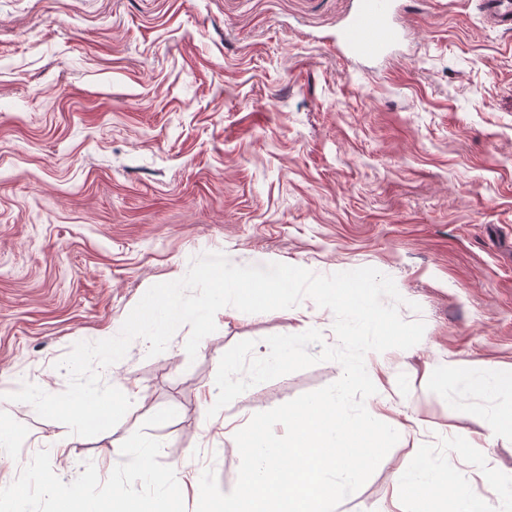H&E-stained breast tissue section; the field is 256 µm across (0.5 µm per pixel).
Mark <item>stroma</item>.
<instances>
[{
	"mask_svg": "<svg viewBox=\"0 0 512 512\" xmlns=\"http://www.w3.org/2000/svg\"><path fill=\"white\" fill-rule=\"evenodd\" d=\"M348 0H0V390L13 366L51 394L79 341L116 336L154 284L192 259L255 256L317 275L373 267L422 320L367 398L416 416L409 440L337 512L394 493L416 454L476 434L483 396L448 397L446 361L512 373V32L475 0H401L406 38L381 69L347 64L329 38ZM215 315L189 358V326L148 356L134 340L100 371L135 396L111 430L86 438L0 402L16 447L0 461V512H125L116 479L138 435L172 478L169 512H196L204 469L222 492L239 455L218 423L253 416L339 379L325 361L250 387L208 418L221 356L236 343L335 316ZM472 491L512 470V441L464 455Z\"/></svg>",
	"mask_w": 512,
	"mask_h": 512,
	"instance_id": "stroma-1",
	"label": "stroma"
}]
</instances>
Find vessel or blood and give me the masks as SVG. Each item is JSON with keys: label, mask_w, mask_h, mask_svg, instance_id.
<instances>
[{"label": "vessel or blood", "mask_w": 512, "mask_h": 512, "mask_svg": "<svg viewBox=\"0 0 512 512\" xmlns=\"http://www.w3.org/2000/svg\"><path fill=\"white\" fill-rule=\"evenodd\" d=\"M480 11L496 25L512 28V0H479ZM399 0H349L336 30V49L365 62L389 60L404 37Z\"/></svg>", "instance_id": "vessel-or-blood-1"}]
</instances>
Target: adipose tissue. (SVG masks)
Returning <instances> with one entry per match:
<instances>
[{
	"label": "adipose tissue",
	"mask_w": 512,
	"mask_h": 512,
	"mask_svg": "<svg viewBox=\"0 0 512 512\" xmlns=\"http://www.w3.org/2000/svg\"><path fill=\"white\" fill-rule=\"evenodd\" d=\"M439 385L456 396H485L487 403L481 408L479 419L487 439L512 441V380L501 371L479 362L465 365L452 361ZM467 444L466 437L455 434L449 437L447 449L418 455L398 473L391 505H377L371 512H390L394 507L399 512H486L485 499L471 493L470 475L456 463ZM136 446L129 468L142 472L146 484L140 488L128 486L127 494L141 493L158 500L169 498L168 475L152 461L157 454V441L144 435Z\"/></svg>",
	"instance_id": "1"
}]
</instances>
